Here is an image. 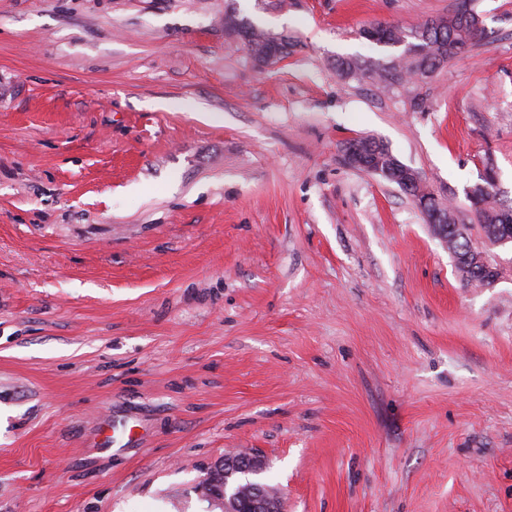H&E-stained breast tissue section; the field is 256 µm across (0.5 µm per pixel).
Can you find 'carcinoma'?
<instances>
[{
	"mask_svg": "<svg viewBox=\"0 0 512 512\" xmlns=\"http://www.w3.org/2000/svg\"><path fill=\"white\" fill-rule=\"evenodd\" d=\"M478 24L480 21L472 12L465 21L454 14L427 19L411 28L383 24L381 30L385 40L394 41L401 35L411 37L425 51L419 56H400L384 68L374 67L356 57L338 59L336 71L344 77H367L383 84L399 83L407 75L419 76L424 72L433 74L444 67L448 60L465 53L474 41L483 36L484 30ZM224 34L238 39L250 59L258 66L265 62L274 43L279 48L280 58L288 56V36L259 29L249 18L241 15L232 0H227L224 5ZM467 198L485 238H490V231L501 224L512 225V200L497 197L492 185L484 183L474 186ZM470 248V239L459 237L456 225H448V250L451 254H465ZM483 260L485 257L478 251L471 256L469 262L455 263L464 285H490V282L477 273Z\"/></svg>",
	"mask_w": 512,
	"mask_h": 512,
	"instance_id": "1",
	"label": "carcinoma"
}]
</instances>
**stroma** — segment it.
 <instances>
[{"label": "stroma", "instance_id": "obj_1", "mask_svg": "<svg viewBox=\"0 0 512 512\" xmlns=\"http://www.w3.org/2000/svg\"><path fill=\"white\" fill-rule=\"evenodd\" d=\"M291 45L253 65L224 0H0V512H208L255 454L284 512H512V0H236ZM430 78L359 35L460 9ZM387 144L497 266L463 285ZM479 25V27H476ZM381 27L386 41H394L399 35L412 37L425 48L420 56L398 57L389 66L373 67L365 61L348 57L336 60V71L349 78L367 77L383 84L400 83L407 75L420 76L423 72L435 73L448 60L465 53L474 41L481 38L484 30L474 13L469 11V20L463 21L456 12L448 17L427 19L411 28L393 24H374ZM346 144H355L357 147H359L363 151H375L379 147L385 148L388 152L392 154L394 158L395 155L392 153L391 149L384 144L382 141L374 138V137H360L357 139H353ZM357 147H350L348 148L344 153V160L345 162L356 169H363V170H369L372 171L375 168L376 160L374 159L373 155L366 154L362 152ZM397 159V158H396ZM485 178L492 185L496 182L495 175L491 171L485 174ZM490 184L486 182L478 184L470 190V193L468 192L467 198L470 202V208L488 241L495 244V240L490 237L491 229L506 224V229L502 233L503 236L499 237L497 244L511 243L512 231H510L509 224L512 225V200L497 197L494 186Z\"/></svg>", "mask_w": 512, "mask_h": 512}]
</instances>
